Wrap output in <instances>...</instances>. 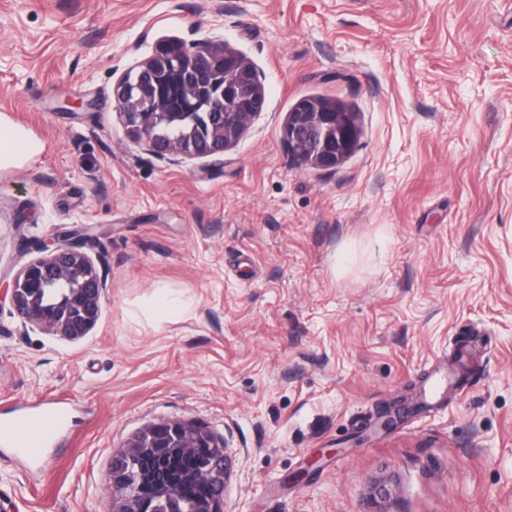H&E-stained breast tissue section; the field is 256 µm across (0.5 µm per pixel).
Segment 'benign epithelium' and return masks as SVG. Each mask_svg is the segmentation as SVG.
Wrapping results in <instances>:
<instances>
[{"mask_svg": "<svg viewBox=\"0 0 512 512\" xmlns=\"http://www.w3.org/2000/svg\"><path fill=\"white\" fill-rule=\"evenodd\" d=\"M113 94L130 141L170 164L224 154L266 103L256 68L221 38L157 41ZM174 123L188 128L189 141L158 137V127ZM359 136L357 113L321 107L289 112L282 132L294 161L326 171L345 162ZM34 246L44 256L24 265L0 297L26 324L69 340L87 335L101 314L105 273L78 243L51 239ZM60 284L66 288L55 302L41 306V298ZM226 448L197 422L146 423L112 455V512H224ZM188 483L206 486L208 494L184 510L182 487Z\"/></svg>", "mask_w": 512, "mask_h": 512, "instance_id": "1", "label": "benign epithelium"}]
</instances>
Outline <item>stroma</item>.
Returning <instances> with one entry per match:
<instances>
[{"instance_id":"1","label":"stroma","mask_w":512,"mask_h":512,"mask_svg":"<svg viewBox=\"0 0 512 512\" xmlns=\"http://www.w3.org/2000/svg\"><path fill=\"white\" fill-rule=\"evenodd\" d=\"M194 36L266 107L171 165L113 88ZM306 96L358 115L334 171L288 155ZM1 121L40 148L0 164V281L55 236L108 274L78 340L0 304V420L68 414L0 446L5 512H111L113 453L165 419L226 441L224 512H512V0H0ZM157 286L187 313L139 315ZM64 422V412L59 407L39 409L18 418L3 420L0 422L1 444L20 448L23 453L36 451Z\"/></svg>"}]
</instances>
